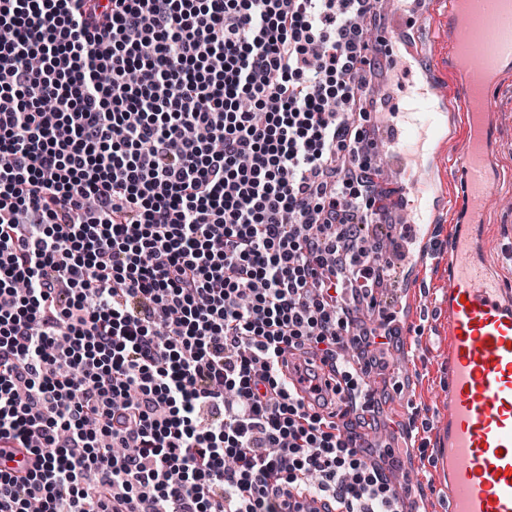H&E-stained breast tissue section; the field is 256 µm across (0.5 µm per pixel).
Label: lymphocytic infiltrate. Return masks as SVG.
<instances>
[{
	"instance_id": "lymphocytic-infiltrate-1",
	"label": "lymphocytic infiltrate",
	"mask_w": 512,
	"mask_h": 512,
	"mask_svg": "<svg viewBox=\"0 0 512 512\" xmlns=\"http://www.w3.org/2000/svg\"><path fill=\"white\" fill-rule=\"evenodd\" d=\"M379 0H0V512H391L356 408L402 333ZM348 345L360 365L336 363ZM309 397L288 389V353Z\"/></svg>"
}]
</instances>
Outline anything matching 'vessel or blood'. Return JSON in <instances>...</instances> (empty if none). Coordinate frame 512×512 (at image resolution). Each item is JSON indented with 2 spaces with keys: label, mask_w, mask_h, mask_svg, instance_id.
<instances>
[{
  "label": "vessel or blood",
  "mask_w": 512,
  "mask_h": 512,
  "mask_svg": "<svg viewBox=\"0 0 512 512\" xmlns=\"http://www.w3.org/2000/svg\"><path fill=\"white\" fill-rule=\"evenodd\" d=\"M508 24L471 23L465 56H451L459 74L457 101L468 113L469 133L449 164L466 185L465 223L442 256L448 268V381L436 432L440 487L448 512H512V300L485 255L481 202L501 178L494 164L496 111L487 93L512 70V0H495ZM410 126L395 131L407 155L430 167L433 140L447 127L444 108L421 98ZM447 200L422 196L414 228L424 230Z\"/></svg>",
  "instance_id": "obj_1"
}]
</instances>
